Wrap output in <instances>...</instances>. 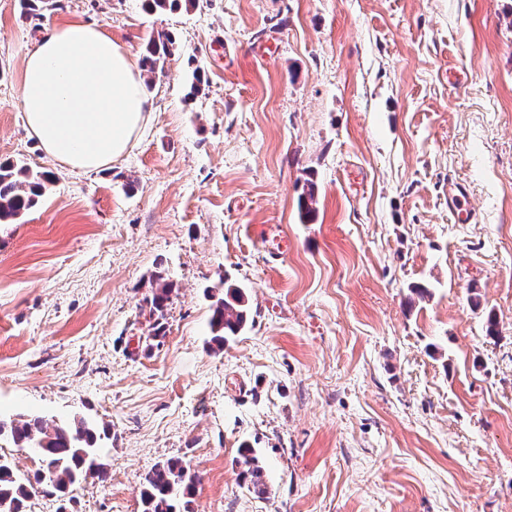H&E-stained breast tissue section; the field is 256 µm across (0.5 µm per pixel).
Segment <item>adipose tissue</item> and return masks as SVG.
Here are the masks:
<instances>
[{
    "label": "adipose tissue",
    "instance_id": "adipose-tissue-1",
    "mask_svg": "<svg viewBox=\"0 0 512 512\" xmlns=\"http://www.w3.org/2000/svg\"><path fill=\"white\" fill-rule=\"evenodd\" d=\"M19 102L47 156L81 171L121 158L151 115L130 53L84 21L54 26L36 41L25 59Z\"/></svg>",
    "mask_w": 512,
    "mask_h": 512
}]
</instances>
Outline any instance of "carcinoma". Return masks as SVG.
<instances>
[{
  "label": "carcinoma",
  "instance_id": "1",
  "mask_svg": "<svg viewBox=\"0 0 512 512\" xmlns=\"http://www.w3.org/2000/svg\"><path fill=\"white\" fill-rule=\"evenodd\" d=\"M173 40L168 34L148 39L142 58L143 68L153 73L171 54ZM53 182L52 175L32 171L27 167L0 164V222L20 217L37 203L46 184ZM173 283L162 276L156 277L151 297L146 299L151 312L163 316ZM209 319V347L222 349L238 336L248 324V308L241 288L230 285L222 295L214 297ZM7 439L20 448H36L43 468L31 477H21L11 461L0 455V512H24V502L39 494H56L64 497L70 489L92 477L100 481L107 478V471L99 460L98 428L80 418L71 422L48 426L42 417L30 415L25 420L11 419L8 429L0 433V440ZM235 465L240 469L241 480L256 494L265 492L263 467L255 449L248 445L239 449ZM198 479L190 474L179 460L157 464L140 484L139 495L142 512H182L194 496Z\"/></svg>",
  "mask_w": 512,
  "mask_h": 512
}]
</instances>
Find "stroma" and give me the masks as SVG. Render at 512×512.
I'll list each match as a JSON object with an SVG mask.
<instances>
[{"mask_svg":"<svg viewBox=\"0 0 512 512\" xmlns=\"http://www.w3.org/2000/svg\"><path fill=\"white\" fill-rule=\"evenodd\" d=\"M57 2L0 0V163L54 175L0 224V415L93 420L108 478L26 512H142L170 459L199 477L188 512H512V0ZM72 19L136 58L174 38L150 122L92 172L19 104L40 29ZM227 283L249 325L214 352ZM448 199L452 212L465 221H475L476 211L471 206L468 192L458 182H448ZM173 290V283L166 281L164 277L157 276L155 286L152 288L151 297L146 298L147 304H150L152 314H157L163 318L164 310L170 300V295ZM235 465L240 469L241 480L247 484V488L256 494L265 492L263 467L259 465V459L254 448L243 445L239 449V456Z\"/></svg>","mask_w":512,"mask_h":512,"instance_id":"stroma-1","label":"stroma"}]
</instances>
